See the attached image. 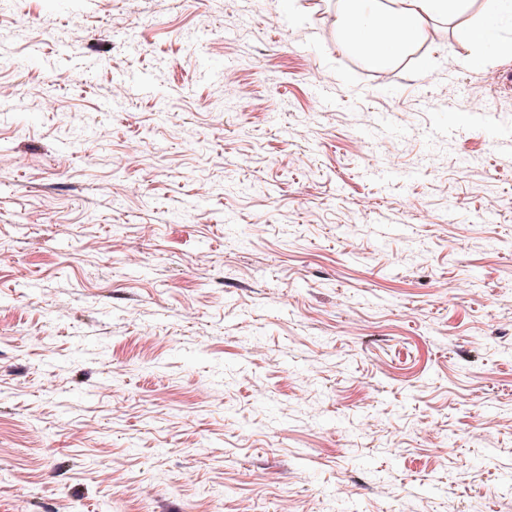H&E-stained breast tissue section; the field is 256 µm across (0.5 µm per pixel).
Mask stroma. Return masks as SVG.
I'll return each mask as SVG.
<instances>
[{
  "mask_svg": "<svg viewBox=\"0 0 512 512\" xmlns=\"http://www.w3.org/2000/svg\"><path fill=\"white\" fill-rule=\"evenodd\" d=\"M334 2L0 7V512H512V26ZM471 1L336 0V36L345 51L371 67L387 68L421 43L432 23L457 19ZM483 12L484 23L458 29V35L462 40L472 44L497 42L501 24L506 20L512 22V1L485 0Z\"/></svg>",
  "mask_w": 512,
  "mask_h": 512,
  "instance_id": "obj_1",
  "label": "stroma"
}]
</instances>
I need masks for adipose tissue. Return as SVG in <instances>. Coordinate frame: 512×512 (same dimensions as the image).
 Listing matches in <instances>:
<instances>
[{
	"instance_id": "adipose-tissue-1",
	"label": "adipose tissue",
	"mask_w": 512,
	"mask_h": 512,
	"mask_svg": "<svg viewBox=\"0 0 512 512\" xmlns=\"http://www.w3.org/2000/svg\"><path fill=\"white\" fill-rule=\"evenodd\" d=\"M471 0H336L334 26L340 46L369 66L383 69L421 43L432 23L467 13ZM485 21L459 29L472 44L498 41L512 21V0H484Z\"/></svg>"
}]
</instances>
